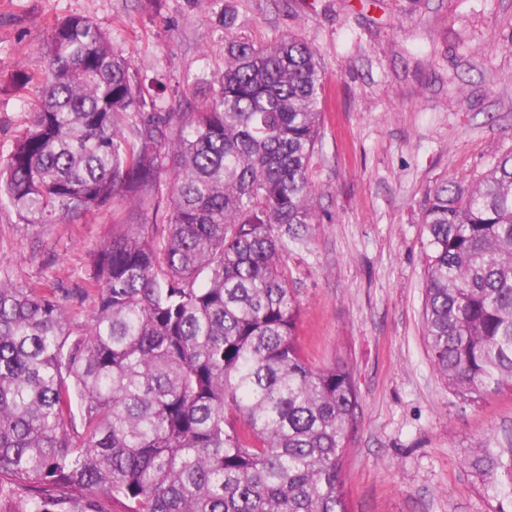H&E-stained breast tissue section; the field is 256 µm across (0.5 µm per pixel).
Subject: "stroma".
Listing matches in <instances>:
<instances>
[{
	"label": "stroma",
	"instance_id": "1",
	"mask_svg": "<svg viewBox=\"0 0 512 512\" xmlns=\"http://www.w3.org/2000/svg\"><path fill=\"white\" fill-rule=\"evenodd\" d=\"M255 44L297 35L325 74L318 222L287 260L297 338L315 367L347 363L359 406L345 459L349 512H490L463 465L512 434V391L471 400L424 338L427 193L480 178L512 152V0H0V157L31 121L53 26L93 20L188 99L224 69L225 12ZM139 211L32 226L0 206V271L19 284L88 285L91 255Z\"/></svg>",
	"mask_w": 512,
	"mask_h": 512
}]
</instances>
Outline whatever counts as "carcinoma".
I'll list each match as a JSON object with an SVG mask.
<instances>
[{
  "instance_id": "obj_1",
  "label": "carcinoma",
  "mask_w": 512,
  "mask_h": 512,
  "mask_svg": "<svg viewBox=\"0 0 512 512\" xmlns=\"http://www.w3.org/2000/svg\"><path fill=\"white\" fill-rule=\"evenodd\" d=\"M224 15V71L179 112L92 20L57 23L30 127L0 160L25 224L131 206L98 249L93 308L0 275V498L14 512H348L343 459L358 395L346 364L297 343L287 258L318 216L312 165L324 74L308 42L256 45ZM424 335L471 398L512 389V154L471 188L427 193ZM491 512H512V448L465 461Z\"/></svg>"
}]
</instances>
